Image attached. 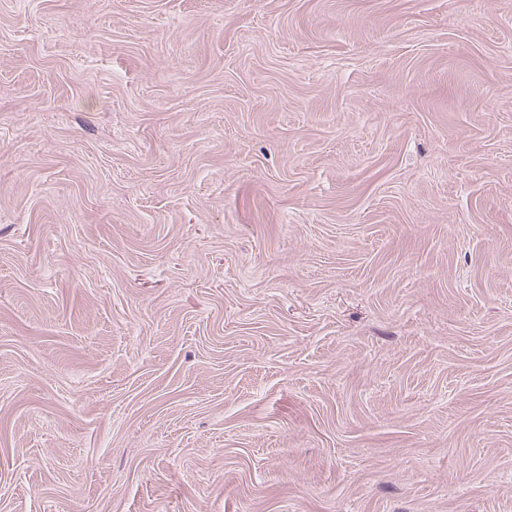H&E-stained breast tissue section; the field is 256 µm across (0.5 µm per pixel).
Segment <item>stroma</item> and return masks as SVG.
I'll return each instance as SVG.
<instances>
[{"mask_svg":"<svg viewBox=\"0 0 512 512\" xmlns=\"http://www.w3.org/2000/svg\"><path fill=\"white\" fill-rule=\"evenodd\" d=\"M0 512H512V0H0Z\"/></svg>","mask_w":512,"mask_h":512,"instance_id":"obj_1","label":"stroma"}]
</instances>
